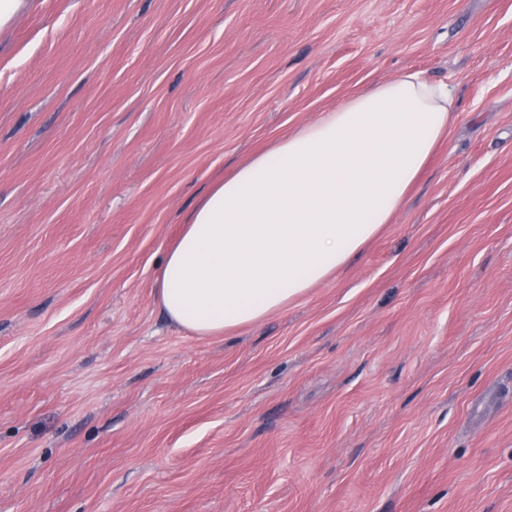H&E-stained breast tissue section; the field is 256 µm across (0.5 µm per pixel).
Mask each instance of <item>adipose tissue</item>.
Here are the masks:
<instances>
[{
	"label": "adipose tissue",
	"mask_w": 512,
	"mask_h": 512,
	"mask_svg": "<svg viewBox=\"0 0 512 512\" xmlns=\"http://www.w3.org/2000/svg\"><path fill=\"white\" fill-rule=\"evenodd\" d=\"M456 112L452 85L409 71L213 183L167 250L158 288L167 317L220 336L303 297L391 223Z\"/></svg>",
	"instance_id": "adipose-tissue-1"
}]
</instances>
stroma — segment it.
Here are the masks:
<instances>
[{
  "label": "stroma",
  "mask_w": 512,
  "mask_h": 512,
  "mask_svg": "<svg viewBox=\"0 0 512 512\" xmlns=\"http://www.w3.org/2000/svg\"><path fill=\"white\" fill-rule=\"evenodd\" d=\"M453 84L392 223L264 320L158 301L214 180ZM0 512H512V0H34L0 32Z\"/></svg>",
  "instance_id": "stroma-1"
}]
</instances>
